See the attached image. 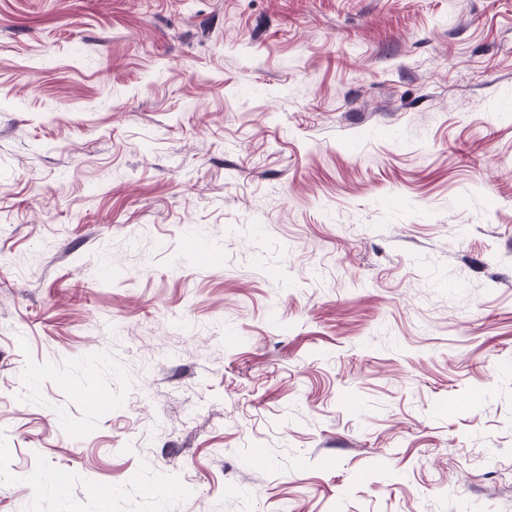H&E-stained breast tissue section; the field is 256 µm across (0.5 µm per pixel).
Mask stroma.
Returning <instances> with one entry per match:
<instances>
[{
    "label": "stroma",
    "mask_w": 512,
    "mask_h": 512,
    "mask_svg": "<svg viewBox=\"0 0 512 512\" xmlns=\"http://www.w3.org/2000/svg\"><path fill=\"white\" fill-rule=\"evenodd\" d=\"M507 361L512 0H0V512H512Z\"/></svg>",
    "instance_id": "obj_1"
}]
</instances>
